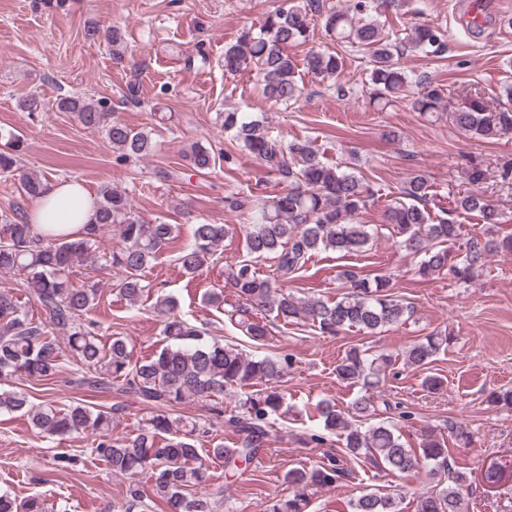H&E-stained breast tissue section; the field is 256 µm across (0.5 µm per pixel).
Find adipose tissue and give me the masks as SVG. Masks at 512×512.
Listing matches in <instances>:
<instances>
[{
    "instance_id": "1",
    "label": "adipose tissue",
    "mask_w": 512,
    "mask_h": 512,
    "mask_svg": "<svg viewBox=\"0 0 512 512\" xmlns=\"http://www.w3.org/2000/svg\"><path fill=\"white\" fill-rule=\"evenodd\" d=\"M94 210L93 198L81 183L49 180L42 198L29 213V221L42 229L51 227L75 235L83 231Z\"/></svg>"
}]
</instances>
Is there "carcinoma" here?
Listing matches in <instances>:
<instances>
[{
    "label": "carcinoma",
    "mask_w": 512,
    "mask_h": 512,
    "mask_svg": "<svg viewBox=\"0 0 512 512\" xmlns=\"http://www.w3.org/2000/svg\"><path fill=\"white\" fill-rule=\"evenodd\" d=\"M401 0H347V6L324 10L320 0H284L267 14L259 27L243 28L236 40L224 46V71L237 73L250 67L261 78L264 98L277 105L299 101L298 67L289 48L309 40L311 21L323 18V27L341 44L357 45L368 53V76L373 86L372 101L381 108L401 98L411 86L407 70L399 57L414 52L441 55L447 51V38L440 29L428 24L415 26L405 42H396L377 19L383 4L399 5ZM343 68L337 52L310 50L305 69L322 80L335 78ZM412 109L429 116L445 109L442 91L430 82L421 84L411 101ZM60 112H69L84 126L105 132L118 158L145 157L154 148L149 134L134 130L115 120L103 105L82 98L65 96L57 101ZM457 128L485 140L512 132V110L487 112L472 104L451 113ZM224 131L244 151L278 175L281 190L272 196H252L241 200L225 199L233 211H246L250 221L245 230L246 258L229 267L226 278L235 289L239 304L230 311L246 336L257 344L267 341L266 319L273 317L291 324L308 321L322 334L337 335L356 329L365 334L407 321L411 306L389 293L390 280L373 282L353 269L341 271L346 292L336 299L310 297L297 300L283 290L292 275L301 270L321 250L344 254L367 251L373 239L372 225L359 221L370 206L373 193L364 180L352 171L324 162L307 142H284L264 130L261 122L247 112H224ZM24 137L11 133L0 150V176L15 175L17 158L24 149ZM188 170L196 175L216 167L213 149L196 143L185 154ZM24 195L39 199L43 179L35 174L21 177ZM428 192L422 175L412 177L403 188L404 201L391 203L384 210L405 251L421 257L418 273L422 277L445 273L459 283H470L479 276L487 257L498 252H512V238L471 239L463 255L454 253L450 244L462 236L463 225L447 217L432 216L421 206ZM452 213L477 214L484 224H497L498 209L482 195L467 192L455 200ZM115 225L120 244L102 248L103 229ZM175 224L150 223L134 210L128 196L110 186L100 189L96 210L85 230L77 235H58L39 231L36 225L14 208L0 214V273L20 276L27 299L39 313L34 316L11 289H0V412H20L45 437H64L88 433L93 437V452L107 464L114 476L127 477L148 472L153 492L165 500L170 512H213L206 495L189 493L206 483L209 467L199 454L194 437L200 423L172 420L157 413L131 437H112V423L118 408L95 410L85 404L64 409L48 402L30 404L25 392L6 389L14 377L44 381L54 376L65 355L85 370L82 381L97 387L117 384L147 403L161 406L180 404L188 398H206L211 411L224 419V428L239 436L237 445L226 448L219 443L212 454L224 460L228 471L249 463L277 435L276 417L284 405V394L276 387L278 380L292 366L293 359L264 357L253 360L238 349L217 341L202 339L206 329L182 320L174 314L176 304L170 297L159 298L155 307L166 316L163 325L165 345L153 356L134 359L130 342L114 336L102 344L95 323L83 320L100 297L96 284L77 285L71 279L74 265L85 263L98 271L117 267L123 277L115 283L119 294L131 306L150 296L152 288L144 277L149 265L174 239ZM228 224L193 225L191 242L179 250L178 261L194 274L214 261L216 248L229 235ZM269 260L266 272L256 267ZM67 337L62 350L58 336ZM451 336L431 334L411 345L401 354L403 364L421 368L448 347ZM393 366L392 356L368 358L353 347L336 365V377L343 383L361 386L364 391L377 387ZM259 382L267 387L252 390ZM239 394L238 405L224 408V395ZM312 426L305 433L306 442L322 446L328 435L343 437L345 448L365 457L368 463L393 474H406L423 466L431 470L448 468L445 441L428 437L419 447L405 445L397 427L390 423L354 426L345 412L322 401L315 405ZM343 468L334 457L319 468L305 472L288 471V483L299 490L287 498L267 501L264 512H306V489L336 483ZM467 477L448 474V486L419 501V512H468L463 495ZM0 512H45L36 497L17 501L9 493H0ZM352 512H399L398 502L390 495L366 493L352 503Z\"/></svg>",
    "instance_id": "obj_1"
}]
</instances>
